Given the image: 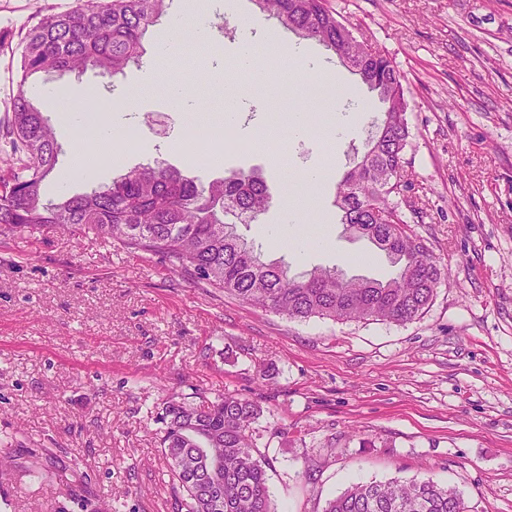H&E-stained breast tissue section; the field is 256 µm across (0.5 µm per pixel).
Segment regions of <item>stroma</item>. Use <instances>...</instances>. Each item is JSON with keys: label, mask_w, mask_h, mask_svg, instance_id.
<instances>
[{"label": "stroma", "mask_w": 512, "mask_h": 512, "mask_svg": "<svg viewBox=\"0 0 512 512\" xmlns=\"http://www.w3.org/2000/svg\"><path fill=\"white\" fill-rule=\"evenodd\" d=\"M241 3L261 23L262 82L239 65V18L218 8L205 62L160 57L163 23L144 36L142 65L123 75L41 72L23 86L25 32L75 0H0L9 41L0 50V121L26 88L54 129L63 170L76 161L71 91L93 88L102 111L113 94L132 92L136 109L120 122L135 124L138 136L119 149L91 144L94 177L63 188L49 177L46 199L90 192L157 160L206 182L255 171L272 202L237 230L265 260L295 275L320 267L386 276V253L340 224L335 205L371 122L334 146L331 106L287 83L291 61L269 50V34L288 42L295 34L265 20L255 0ZM338 5L394 56L410 92L404 158L419 214L409 228L443 272L423 317L291 319L108 237L50 224L0 231V458L9 460L0 512H174L157 415L173 395L227 392L263 408L254 429L272 461L275 512H323L352 484L423 476L455 487L469 512H512V0ZM286 95L306 110L311 133L284 153L258 148ZM229 112L239 149L202 143L212 163L196 166L182 146L187 129L224 125ZM296 168L325 170L320 196L294 195ZM289 204L305 208V223L283 224ZM299 234L328 245L297 253L290 240Z\"/></svg>", "instance_id": "1"}]
</instances>
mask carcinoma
Masks as SVG:
<instances>
[{
  "label": "carcinoma",
  "instance_id": "1",
  "mask_svg": "<svg viewBox=\"0 0 512 512\" xmlns=\"http://www.w3.org/2000/svg\"><path fill=\"white\" fill-rule=\"evenodd\" d=\"M283 28L338 52L373 36L346 24L331 0H255ZM169 0H76L73 8L43 17L23 38L21 78L3 126L18 155L0 174V228L57 224L80 235L109 236L126 248L159 255L174 268L250 304L291 318H338L404 323L421 317L442 278L437 261L407 234L417 213L413 172L405 169L409 100L404 75L379 48L357 54L349 68L384 104L360 163L337 184L340 223L401 263L386 282H353L343 273L316 270L289 275L266 262L234 230L259 220L270 204L263 179L233 173L208 183L163 162L134 168L89 193L45 202L42 182L56 168L58 145L42 112L27 98L29 76L93 68L116 77L140 62L149 27L168 15ZM256 402L226 393L199 402H165L161 447L175 512H274L270 459L257 444ZM324 512H468L461 493L428 477L356 483L327 501Z\"/></svg>",
  "mask_w": 512,
  "mask_h": 512
}]
</instances>
